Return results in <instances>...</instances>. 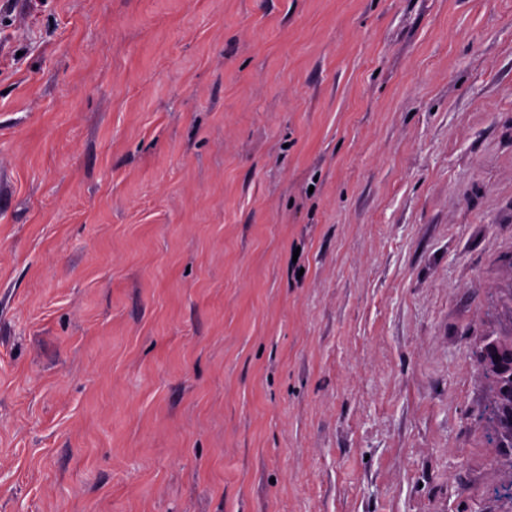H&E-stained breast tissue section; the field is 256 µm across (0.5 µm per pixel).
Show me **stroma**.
<instances>
[{
  "label": "stroma",
  "instance_id": "1",
  "mask_svg": "<svg viewBox=\"0 0 512 512\" xmlns=\"http://www.w3.org/2000/svg\"><path fill=\"white\" fill-rule=\"evenodd\" d=\"M512 0H0V512H512Z\"/></svg>",
  "mask_w": 512,
  "mask_h": 512
}]
</instances>
